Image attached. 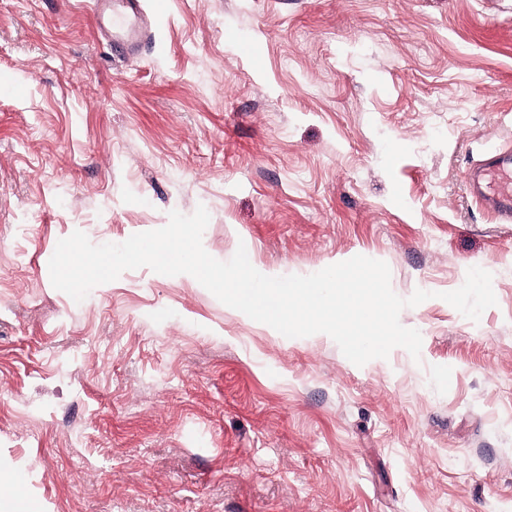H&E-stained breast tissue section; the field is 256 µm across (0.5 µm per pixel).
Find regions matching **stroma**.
<instances>
[{
  "mask_svg": "<svg viewBox=\"0 0 512 512\" xmlns=\"http://www.w3.org/2000/svg\"><path fill=\"white\" fill-rule=\"evenodd\" d=\"M128 55L76 0H0V473L41 512H512V0H143ZM205 206L262 273L385 261L420 331L356 366L194 277L80 302L48 263ZM493 276L478 321L441 300ZM453 381H446V374ZM468 190L486 209L493 212L501 223H512V152L488 155L472 168Z\"/></svg>",
  "mask_w": 512,
  "mask_h": 512,
  "instance_id": "obj_1",
  "label": "stroma"
}]
</instances>
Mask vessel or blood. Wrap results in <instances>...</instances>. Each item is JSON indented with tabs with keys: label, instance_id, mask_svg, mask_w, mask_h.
Wrapping results in <instances>:
<instances>
[{
	"label": "vessel or blood",
	"instance_id": "vessel-or-blood-1",
	"mask_svg": "<svg viewBox=\"0 0 512 512\" xmlns=\"http://www.w3.org/2000/svg\"><path fill=\"white\" fill-rule=\"evenodd\" d=\"M92 13L101 33L122 37L130 50L148 43L150 28L141 0H93ZM468 190L501 223H512V152L488 155L472 168Z\"/></svg>",
	"mask_w": 512,
	"mask_h": 512
}]
</instances>
